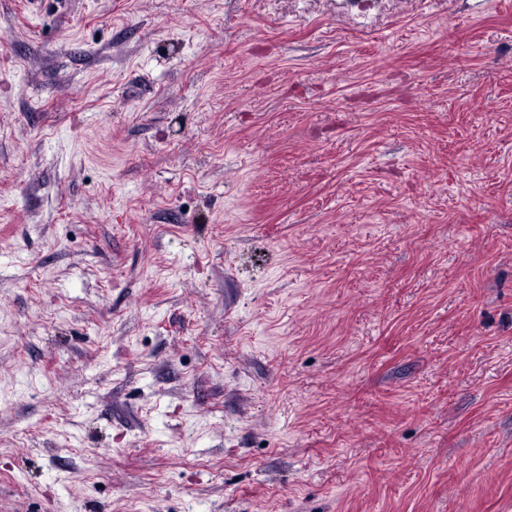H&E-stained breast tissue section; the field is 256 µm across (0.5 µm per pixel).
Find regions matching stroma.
Here are the masks:
<instances>
[{"mask_svg":"<svg viewBox=\"0 0 512 512\" xmlns=\"http://www.w3.org/2000/svg\"><path fill=\"white\" fill-rule=\"evenodd\" d=\"M0 512H512V0H0Z\"/></svg>","mask_w":512,"mask_h":512,"instance_id":"stroma-1","label":"stroma"}]
</instances>
